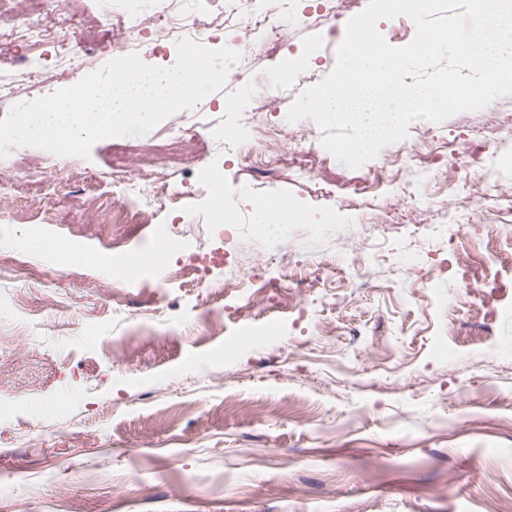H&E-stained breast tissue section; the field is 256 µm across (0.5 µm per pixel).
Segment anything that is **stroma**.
<instances>
[{
  "label": "stroma",
  "instance_id": "1",
  "mask_svg": "<svg viewBox=\"0 0 512 512\" xmlns=\"http://www.w3.org/2000/svg\"><path fill=\"white\" fill-rule=\"evenodd\" d=\"M97 0H47L37 24L112 59ZM345 35L306 24L270 38L223 90L182 111L190 129L174 185L185 216L113 223L112 172L147 136L98 141L89 158L14 149L0 178V512H505L512 504V96L427 122L421 166L397 146L363 166L283 138L240 161L223 132L282 125L296 97L336 64ZM297 64L267 90L273 61ZM24 67L26 99L81 75L0 21V73ZM273 103L253 112L252 95ZM234 210L214 223L208 172ZM301 211L287 243L267 237L250 200ZM479 196L477 206L466 198ZM326 219L325 232L314 224ZM177 235L197 283L162 269L102 287L129 254ZM122 237L129 253H116ZM82 255L65 263L55 242ZM293 276L270 288L282 260ZM253 278L217 295L227 279Z\"/></svg>",
  "mask_w": 512,
  "mask_h": 512
}]
</instances>
